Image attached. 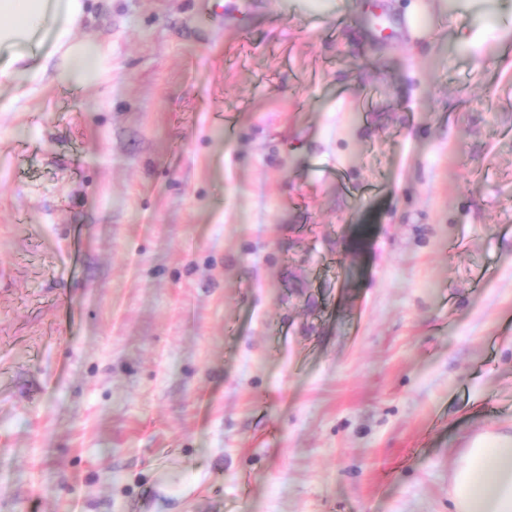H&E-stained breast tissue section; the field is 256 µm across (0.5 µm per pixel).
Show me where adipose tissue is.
Masks as SVG:
<instances>
[{"instance_id": "adipose-tissue-1", "label": "adipose tissue", "mask_w": 512, "mask_h": 512, "mask_svg": "<svg viewBox=\"0 0 512 512\" xmlns=\"http://www.w3.org/2000/svg\"><path fill=\"white\" fill-rule=\"evenodd\" d=\"M88 15L89 0H0V75L96 79L105 61L101 46L74 37ZM449 499L451 512H512V436L477 435L455 460Z\"/></svg>"}]
</instances>
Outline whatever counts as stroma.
I'll list each match as a JSON object with an SVG mask.
<instances>
[{
    "label": "stroma",
    "instance_id": "obj_1",
    "mask_svg": "<svg viewBox=\"0 0 512 512\" xmlns=\"http://www.w3.org/2000/svg\"><path fill=\"white\" fill-rule=\"evenodd\" d=\"M224 3L0 77V512H449L512 434V0Z\"/></svg>",
    "mask_w": 512,
    "mask_h": 512
}]
</instances>
